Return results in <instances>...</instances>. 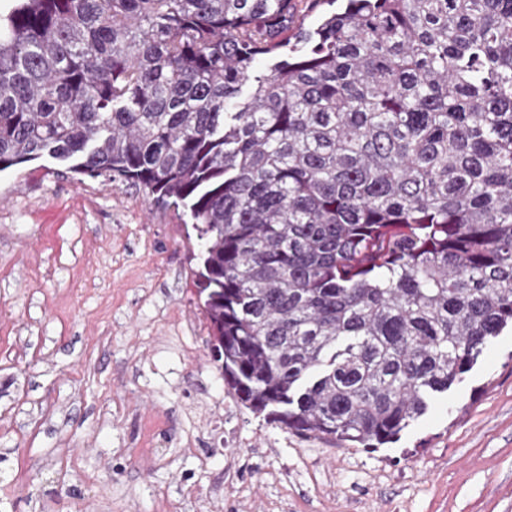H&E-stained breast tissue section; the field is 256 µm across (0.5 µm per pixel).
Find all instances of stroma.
<instances>
[{"label":"stroma","instance_id":"35a3bbf8","mask_svg":"<svg viewBox=\"0 0 512 512\" xmlns=\"http://www.w3.org/2000/svg\"><path fill=\"white\" fill-rule=\"evenodd\" d=\"M182 210L38 159L0 172V512H512V331L380 448L245 407Z\"/></svg>","mask_w":512,"mask_h":512}]
</instances>
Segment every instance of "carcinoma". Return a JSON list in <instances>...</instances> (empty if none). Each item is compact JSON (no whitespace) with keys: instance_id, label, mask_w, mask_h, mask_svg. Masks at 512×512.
Returning <instances> with one entry per match:
<instances>
[{"instance_id":"obj_1","label":"carcinoma","mask_w":512,"mask_h":512,"mask_svg":"<svg viewBox=\"0 0 512 512\" xmlns=\"http://www.w3.org/2000/svg\"><path fill=\"white\" fill-rule=\"evenodd\" d=\"M335 2L19 0L0 171L186 210L238 400L379 448L512 328V0Z\"/></svg>"}]
</instances>
